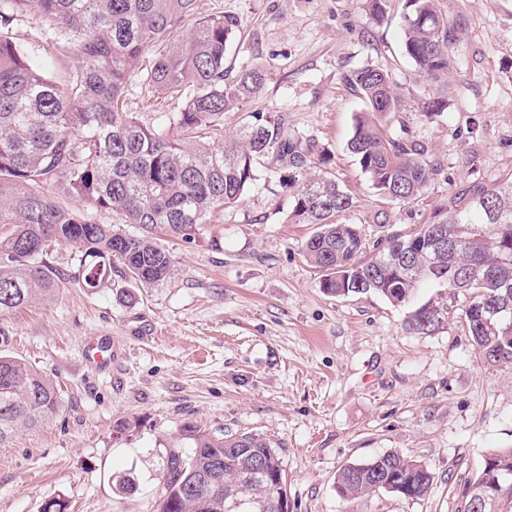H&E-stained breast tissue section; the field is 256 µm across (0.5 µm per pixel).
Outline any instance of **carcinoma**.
<instances>
[{
	"label": "carcinoma",
	"mask_w": 512,
	"mask_h": 512,
	"mask_svg": "<svg viewBox=\"0 0 512 512\" xmlns=\"http://www.w3.org/2000/svg\"><path fill=\"white\" fill-rule=\"evenodd\" d=\"M32 13L43 31L66 38L82 67L62 83L42 75L11 36L21 13ZM194 29L183 37L186 21ZM240 31L230 15L198 16V0H0V315L27 306L51 291L48 270L37 258L51 244L78 245L79 267L89 288L101 286L119 264L130 281L151 286L169 277L171 253L155 238L159 228L188 235L215 212L238 203L257 181L256 164L271 157L288 169L292 215L317 225L304 245L320 272L327 295L376 294L394 306L408 304L422 278L391 264L397 253L425 265L454 263L478 275L472 284L455 278L448 287L470 294L462 311L472 345L491 366L512 365V177L473 185L448 199L442 218L410 234H392L373 245L368 258L360 231L334 222L353 206L351 195L322 173L315 140L284 129L260 114L236 137L222 138L224 113L257 95L265 83L259 67L224 82V56ZM403 52L415 71L443 88L452 67L451 30L438 0H405ZM153 53L142 81L152 93L178 98L163 127L141 123L123 111V94L147 52ZM364 103L355 116L348 149L389 201L417 197L438 172L420 142L388 127L399 94L388 71L366 67L351 78ZM53 188V194L45 186ZM77 207L61 205V199ZM91 211L122 214L145 230L133 235L116 225L91 221ZM458 242L442 252L439 242ZM445 309L427 304L408 317L415 333L440 329ZM59 408L56 386L46 375L0 354V447L20 427L34 428ZM186 448L167 454L159 512H224L201 490L204 474L218 463L221 495L264 500L269 512L285 492L282 461L270 441L252 433L215 435L186 422ZM267 472L250 477L256 459ZM498 481L502 491L484 512H512V447L485 454L465 484L460 512H476L469 490ZM432 484L428 468L394 452L350 463L336 488L347 498L385 490L405 499L424 497Z\"/></svg>",
	"instance_id": "1"
}]
</instances>
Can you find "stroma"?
I'll list each match as a JSON object with an SVG mask.
<instances>
[{"instance_id": "stroma-1", "label": "stroma", "mask_w": 512, "mask_h": 512, "mask_svg": "<svg viewBox=\"0 0 512 512\" xmlns=\"http://www.w3.org/2000/svg\"><path fill=\"white\" fill-rule=\"evenodd\" d=\"M404 0L373 18L366 0H199L198 13L240 21L224 57L227 80L262 66V91L225 113L233 135L254 114L313 137L325 170L353 197L338 221L366 245L437 220L471 183L512 175V0H439L453 37L448 107L426 117L436 85L402 52ZM12 36L55 80L82 65L74 49L46 37L32 15ZM389 71L401 110L395 131L423 143L438 173L418 197L382 200L347 148L363 108L348 78ZM179 103L148 93L140 78L124 108L148 126ZM236 205L187 236H162L173 256L168 279L135 286L113 270L100 287L79 276L80 250L51 245L41 262L51 297L0 316V351L47 375L61 407L44 425L0 448V512H157L170 448L191 422L214 434L269 438L286 474L289 512H459L465 482L489 449L512 447V368L484 363L462 311L467 296L430 280L412 305L375 294L326 295L303 253L311 224L289 220L288 173L269 158ZM447 308L430 335L405 328L412 306ZM103 338L112 362L84 358ZM397 451L425 463L432 485L407 500L381 490L350 500L335 488L340 467ZM130 473L132 494L112 479Z\"/></svg>"}]
</instances>
